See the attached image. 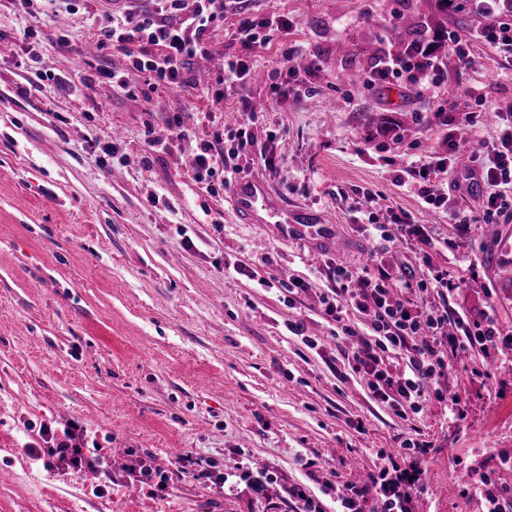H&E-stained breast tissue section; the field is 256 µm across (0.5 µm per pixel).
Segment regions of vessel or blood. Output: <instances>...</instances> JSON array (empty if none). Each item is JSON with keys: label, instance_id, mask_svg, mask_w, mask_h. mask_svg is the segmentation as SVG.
I'll list each match as a JSON object with an SVG mask.
<instances>
[{"label": "vessel or blood", "instance_id": "vessel-or-blood-1", "mask_svg": "<svg viewBox=\"0 0 512 512\" xmlns=\"http://www.w3.org/2000/svg\"><path fill=\"white\" fill-rule=\"evenodd\" d=\"M233 211L243 224H276L283 239H290L306 228L317 227L324 237H331L334 225H314L312 217L300 209L278 201L269 185L260 179L237 181L231 197Z\"/></svg>", "mask_w": 512, "mask_h": 512}]
</instances>
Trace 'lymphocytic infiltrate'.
<instances>
[{"mask_svg": "<svg viewBox=\"0 0 512 512\" xmlns=\"http://www.w3.org/2000/svg\"><path fill=\"white\" fill-rule=\"evenodd\" d=\"M160 13L145 14L138 27L122 28L120 20L103 27L99 49L117 50L131 60V76L116 77L107 67L96 68L91 81H118L121 88L135 91L148 89L196 88L191 66L206 51V41L224 16V0H197L190 17L171 22L170 13L180 10L182 0H161ZM471 10L488 17L489 22L477 29L472 40L489 44L512 59V23L496 18L497 0H467ZM471 40V41H472ZM146 43V50L133 52V42ZM417 62L413 55L382 56L369 77L373 83H388L401 78L414 83L417 95L435 98L443 82L438 65H431L425 80L415 75ZM223 129H215L209 141L200 143L195 155V178L203 182L220 177L222 186H231L232 171L224 170ZM451 156L467 155L471 166L467 177L471 187H485L483 205L477 213L449 212L450 223L467 227L473 224H495L512 221V195L505 190L512 185V122L505 124L492 152H483L469 139L450 143ZM372 234L383 241L393 237L423 244L417 269L392 268L376 261L373 268L354 272L336 265L331 276L336 283L322 303L327 316L336 323L337 338L358 336L359 343L344 357L353 372L368 380L371 398L392 408L400 415L420 413L430 400H448L458 408V398H446L437 380L448 367L449 355L466 356L489 352L500 340L503 330L494 307H487L475 318L451 300L460 279L447 269L435 266L429 250L435 242L424 225L400 216L394 227L372 224ZM420 293L436 294L438 304L414 305L410 297ZM355 310L366 319L364 332H357L346 322L347 310ZM402 360L398 369H391L392 356ZM427 453L426 441L406 438L400 446L401 461L390 468H381L371 482L378 488L374 503H367L362 489L349 487L341 498L345 512H407L414 493L420 489L419 460ZM31 456L42 460L44 467L65 471L81 466L107 469V458L98 448H78L59 441L48 448H34Z\"/></svg>", "mask_w": 512, "mask_h": 512, "instance_id": "1", "label": "lymphocytic infiltrate"}]
</instances>
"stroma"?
Masks as SVG:
<instances>
[{"mask_svg":"<svg viewBox=\"0 0 512 512\" xmlns=\"http://www.w3.org/2000/svg\"><path fill=\"white\" fill-rule=\"evenodd\" d=\"M149 5L0 0V512H297L296 489L338 512L343 487L411 434L430 447L414 512H483L475 473L512 494L500 465L512 458L511 340L465 365L449 357L440 384L460 411L434 400L406 422L345 365L352 341L333 337L321 305L336 263L356 269L378 254L417 267L419 243L365 230L405 213L439 241L433 262L463 273L454 304L477 316L494 305L512 328V222L472 225L463 242L448 221L478 207L464 174L446 168L464 113L481 102L512 113V62L471 40L483 18L465 0L444 14L430 0H224L207 81L222 61L247 58L261 77L246 88L219 99L86 83L100 65L128 72L124 54L84 47L114 10L131 29ZM273 15L288 25L266 41L241 33L243 19ZM429 21L473 54L466 65L443 53L437 101L400 80L369 84L392 49L388 29ZM245 98L264 111L248 118ZM204 112L227 118L225 146L243 130L266 155L238 159L241 178L337 225L338 247L235 222L231 188L193 176L188 144L207 139ZM177 114L187 139L169 127ZM428 162L440 169L423 182L415 168ZM292 277L305 290L289 289ZM298 320L316 346L289 331ZM46 424L105 449L109 474L29 457ZM139 459L181 476L157 490L131 475ZM196 460L216 481L195 477Z\"/></svg>","mask_w":512,"mask_h":512,"instance_id":"35a3bbf8","label":"stroma"}]
</instances>
